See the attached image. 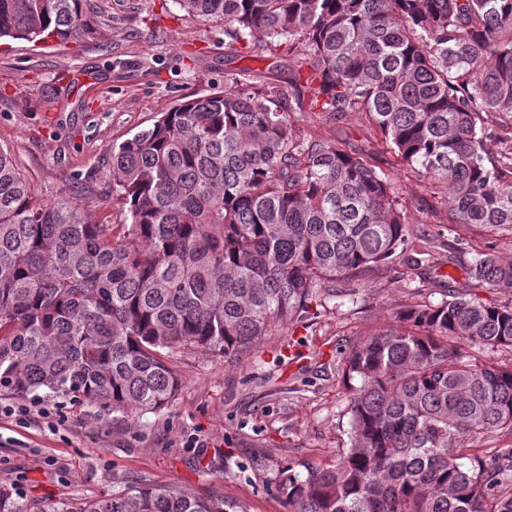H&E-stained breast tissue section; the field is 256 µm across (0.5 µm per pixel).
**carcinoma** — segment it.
<instances>
[{"mask_svg":"<svg viewBox=\"0 0 512 512\" xmlns=\"http://www.w3.org/2000/svg\"><path fill=\"white\" fill-rule=\"evenodd\" d=\"M224 25L228 48L294 63L288 82L227 73L110 149L131 223L92 222L62 192L45 203L0 148V390L47 389L121 414L181 388L185 347L233 363L312 304L404 254L428 265L377 159L298 136L295 110L352 112L448 192V223L512 231V0H176ZM87 0H0V38H95ZM469 281L512 292V259L478 253ZM438 304L339 361L350 446L302 477L289 512H512V303L450 286ZM469 463H464V460ZM0 512H244L224 495L141 481L89 500L29 497L0 481Z\"/></svg>","mask_w":512,"mask_h":512,"instance_id":"1","label":"carcinoma"}]
</instances>
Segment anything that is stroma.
<instances>
[{
	"instance_id": "obj_1",
	"label": "stroma",
	"mask_w": 512,
	"mask_h": 512,
	"mask_svg": "<svg viewBox=\"0 0 512 512\" xmlns=\"http://www.w3.org/2000/svg\"><path fill=\"white\" fill-rule=\"evenodd\" d=\"M98 34L80 44L0 40V147L11 150L44 200L68 193L96 222L124 224L114 198L111 146L152 125L178 101L218 94L227 68L286 82L287 63L255 52L227 60L223 25L176 0H89ZM308 138L340 137L381 152L353 114L328 121L294 112ZM413 231L432 246L425 272L395 261L364 276L356 295L284 325L248 359L227 364L185 348L173 362L183 385L157 413L124 418L47 394L0 393V479L39 498L85 499L147 480L215 491L244 512H288L276 490L285 469L335 462L349 446L341 353L392 324L393 312L438 303L481 251L512 257V233L448 221L444 189L396 160L384 165ZM33 412H25L28 404Z\"/></svg>"
}]
</instances>
